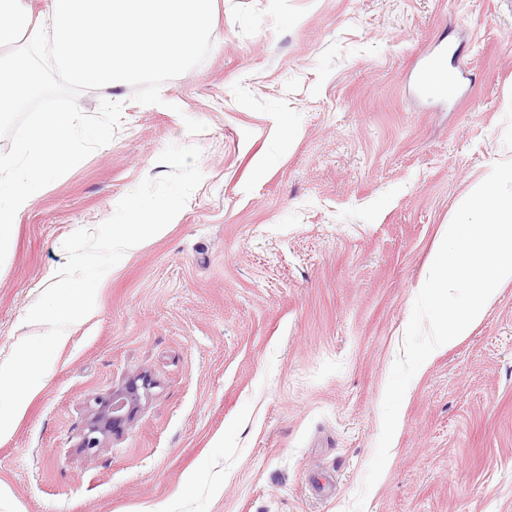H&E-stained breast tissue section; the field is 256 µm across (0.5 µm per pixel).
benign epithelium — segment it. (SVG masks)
I'll use <instances>...</instances> for the list:
<instances>
[{"mask_svg":"<svg viewBox=\"0 0 512 512\" xmlns=\"http://www.w3.org/2000/svg\"><path fill=\"white\" fill-rule=\"evenodd\" d=\"M140 380H144V377L137 375L130 378L122 387L101 400L100 408L84 433L82 448L88 452L97 451L101 447V438L132 421L140 403L139 388L146 387L144 383L138 384Z\"/></svg>","mask_w":512,"mask_h":512,"instance_id":"benign-epithelium-1","label":"benign epithelium"}]
</instances>
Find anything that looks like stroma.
Wrapping results in <instances>:
<instances>
[{
  "instance_id": "stroma-1",
  "label": "stroma",
  "mask_w": 512,
  "mask_h": 512,
  "mask_svg": "<svg viewBox=\"0 0 512 512\" xmlns=\"http://www.w3.org/2000/svg\"><path fill=\"white\" fill-rule=\"evenodd\" d=\"M213 47L133 89L116 136L44 188L0 264V362L27 311L169 145L203 180L123 256L0 437V512H347L442 233L512 157V0H218ZM449 47L452 101L419 90ZM193 118L205 131L188 133ZM136 375L131 423L81 448ZM364 512H512V282L411 386Z\"/></svg>"
}]
</instances>
